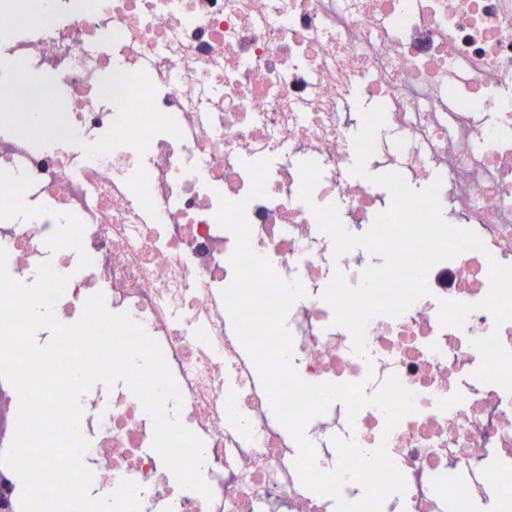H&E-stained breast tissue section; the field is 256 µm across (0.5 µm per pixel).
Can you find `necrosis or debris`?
<instances>
[{
	"instance_id": "1",
	"label": "necrosis or debris",
	"mask_w": 512,
	"mask_h": 512,
	"mask_svg": "<svg viewBox=\"0 0 512 512\" xmlns=\"http://www.w3.org/2000/svg\"><path fill=\"white\" fill-rule=\"evenodd\" d=\"M0 32L16 83L40 88L48 66L65 86L61 112L0 103L8 272L20 282L48 262L68 276L65 317L97 293L129 312L163 349L179 423L204 442L208 500L174 481L124 385L87 392L84 461L104 495L127 479L143 512H335L303 485L225 308L236 242L216 220L224 198L246 201L254 251L305 289L287 322L300 378L378 389L395 375L415 393L393 430L378 407L352 421L339 401L313 428L326 448L343 435L386 445L407 491L382 512H512V0H52L48 21L29 0H0ZM358 95L387 105V162L420 188L440 183L442 211L481 243L434 266L404 314L373 318L364 356L320 291L335 261L314 212L340 198L358 221L378 214L374 187L349 173L344 107ZM305 156L321 170L309 204ZM262 159L255 198L247 166ZM36 204L48 220H9ZM74 214L84 277L48 255ZM451 470L459 481L439 490Z\"/></svg>"
}]
</instances>
